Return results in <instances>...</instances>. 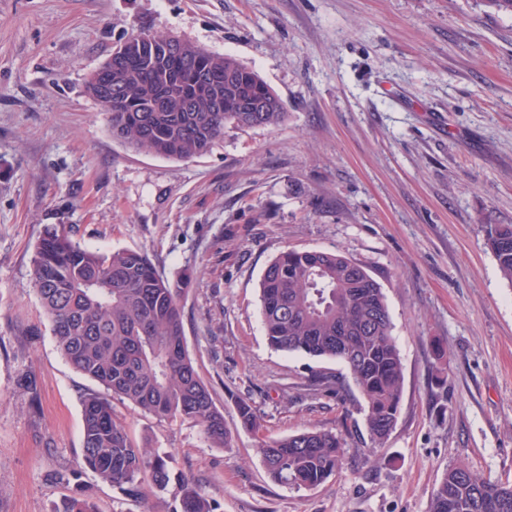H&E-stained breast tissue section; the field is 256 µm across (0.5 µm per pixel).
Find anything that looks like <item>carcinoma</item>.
I'll use <instances>...</instances> for the list:
<instances>
[{"mask_svg":"<svg viewBox=\"0 0 512 512\" xmlns=\"http://www.w3.org/2000/svg\"><path fill=\"white\" fill-rule=\"evenodd\" d=\"M164 40L141 32L112 52V82L121 95L100 106L112 134L130 148L188 160L209 152L228 126L284 122L280 97L257 70L186 41L179 53L164 57L152 49ZM216 89L223 95L220 111L212 104ZM160 99L166 111H151ZM188 102L194 111H184ZM257 102L266 103V111H244ZM487 246L512 283V224L490 225ZM191 277L185 269L169 279L138 251L88 249L62 224L45 225L33 251V288L61 356L112 395L83 399L82 463L133 497L145 481L161 492L176 482L174 502L160 498L147 512H216V506L193 476L172 474L168 456L129 439L111 399L161 420L190 422L211 448H227L232 440L224 411L188 352L181 300ZM260 302L273 348L345 365L363 400L372 448L381 447L397 421L404 373L378 282L338 251L287 249L265 269ZM237 411L242 429L261 428L248 401ZM258 452L273 482L310 488L340 468L346 440L341 432L306 431L264 441ZM54 512L96 510L85 498L69 497ZM429 512H512V486L465 465L450 466L431 494Z\"/></svg>","mask_w":512,"mask_h":512,"instance_id":"1","label":"carcinoma"}]
</instances>
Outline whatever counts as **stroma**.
Returning <instances> with one entry per match:
<instances>
[{
    "instance_id": "stroma-1",
    "label": "stroma",
    "mask_w": 512,
    "mask_h": 512,
    "mask_svg": "<svg viewBox=\"0 0 512 512\" xmlns=\"http://www.w3.org/2000/svg\"><path fill=\"white\" fill-rule=\"evenodd\" d=\"M140 32L256 69L285 122L225 129L191 160L132 150L86 83ZM47 224L144 252L170 277L191 269L187 347L230 447L113 406L217 512H428L456 463L512 484V284L485 241L488 225L512 224V15L484 0H0V512H53L73 495L144 512L171 492L132 498L88 470L54 478L78 467L82 399L102 387L63 359L32 287ZM287 249L340 251L382 288L404 386L380 462L346 367L267 340L260 281ZM318 377L336 392L305 394ZM240 397L260 432L236 429ZM342 420L334 475L270 480L259 441Z\"/></svg>"
}]
</instances>
